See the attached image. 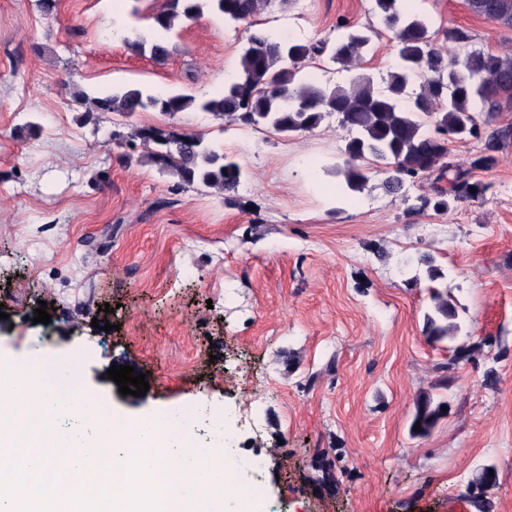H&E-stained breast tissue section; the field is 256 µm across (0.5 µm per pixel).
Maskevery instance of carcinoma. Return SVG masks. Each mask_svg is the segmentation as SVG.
<instances>
[{
    "label": "carcinoma",
    "mask_w": 512,
    "mask_h": 512,
    "mask_svg": "<svg viewBox=\"0 0 512 512\" xmlns=\"http://www.w3.org/2000/svg\"><path fill=\"white\" fill-rule=\"evenodd\" d=\"M289 2L169 0L167 8L153 17L152 37L135 29L123 35L128 49L147 51L152 59L163 62L172 51L170 34L205 10L234 22H249L239 72L225 82L219 97L161 95L144 87L119 86L104 97L80 91L77 98L87 105L88 115L149 110L175 115L194 109L227 124L263 125L283 136L313 130L326 115L334 114L349 133L346 158L336 167L349 192H363L373 173L383 176L382 188L392 197L403 196L408 182L429 180L434 197L417 198L412 210L419 213L428 207L444 212L450 201L484 191L482 184L471 181L472 169L489 168L496 162L494 153L512 141V127L487 135L484 154L469 169L448 162V143L481 137L477 113L495 112L502 104L512 103V56L472 48V37L464 30L451 32L455 49L447 52L435 43L428 18L404 10L407 0H373V11L382 18L396 50L384 87H376L364 75L344 84H316L300 75L302 62L325 55L348 71L368 49L371 38L362 29L340 24L333 41L285 42L252 21L262 11L283 9ZM468 5L475 14L512 29V0H468ZM134 136L155 145L148 159L176 176L180 186L202 185L229 193L240 183L239 165L199 137L153 126L135 131ZM458 318L448 292L431 288V311L425 314L424 325L427 337L434 342L454 339L461 329ZM446 405L448 401L439 394L419 395L411 424L420 428L410 430L411 436H428L448 415L442 410Z\"/></svg>",
    "instance_id": "1"
}]
</instances>
